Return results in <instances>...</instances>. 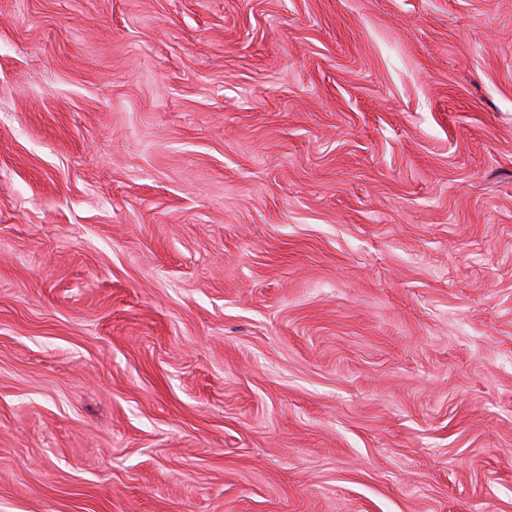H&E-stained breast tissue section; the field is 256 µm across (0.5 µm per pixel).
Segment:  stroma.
Wrapping results in <instances>:
<instances>
[{
  "mask_svg": "<svg viewBox=\"0 0 512 512\" xmlns=\"http://www.w3.org/2000/svg\"><path fill=\"white\" fill-rule=\"evenodd\" d=\"M0 512H512V0H0Z\"/></svg>",
  "mask_w": 512,
  "mask_h": 512,
  "instance_id": "obj_1",
  "label": "stroma"
}]
</instances>
